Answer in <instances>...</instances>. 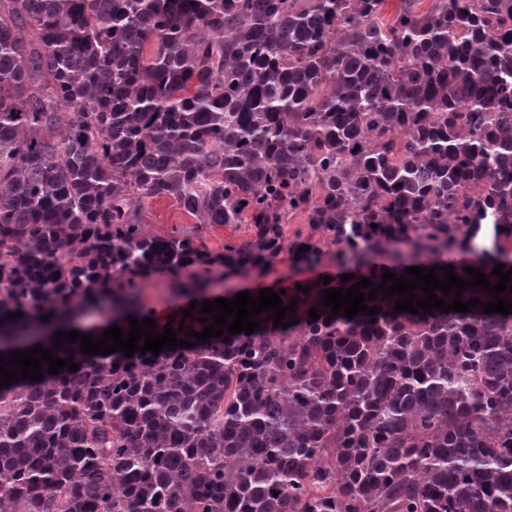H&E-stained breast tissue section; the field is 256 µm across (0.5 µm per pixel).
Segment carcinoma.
I'll list each match as a JSON object with an SVG mask.
<instances>
[{"label": "carcinoma", "mask_w": 512, "mask_h": 512, "mask_svg": "<svg viewBox=\"0 0 512 512\" xmlns=\"http://www.w3.org/2000/svg\"><path fill=\"white\" fill-rule=\"evenodd\" d=\"M386 2L0 0V354L102 339L91 307L194 343L65 341L78 370L0 386V512H512V313L379 294L349 319L322 290L359 278L302 281L296 324L225 343L142 304L162 273L194 293L327 244L375 285L512 268V0ZM163 197L252 238L150 236ZM250 238L246 224H241L239 227L235 224L226 227H209L201 235L203 244L212 252L224 251V242L240 244Z\"/></svg>", "instance_id": "1"}]
</instances>
